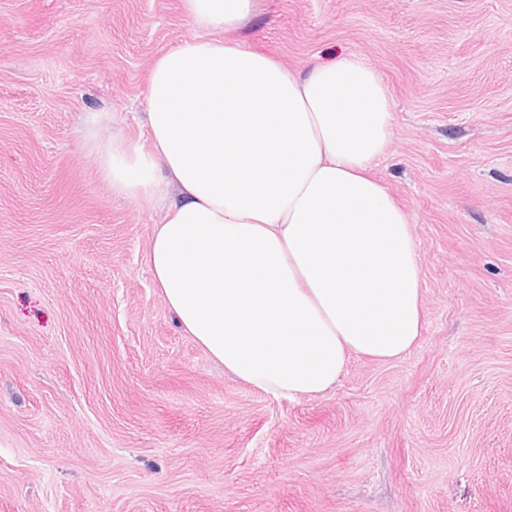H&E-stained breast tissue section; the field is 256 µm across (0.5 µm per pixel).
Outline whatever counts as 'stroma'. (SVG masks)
I'll list each match as a JSON object with an SVG mask.
<instances>
[{
	"mask_svg": "<svg viewBox=\"0 0 512 512\" xmlns=\"http://www.w3.org/2000/svg\"><path fill=\"white\" fill-rule=\"evenodd\" d=\"M182 0H0V512H512V0H256L230 39L354 55L393 104L424 330L296 401L225 373L144 263L81 119L138 140Z\"/></svg>",
	"mask_w": 512,
	"mask_h": 512,
	"instance_id": "obj_1",
	"label": "stroma"
}]
</instances>
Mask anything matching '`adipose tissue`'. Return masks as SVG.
<instances>
[{"label": "adipose tissue", "instance_id": "obj_1", "mask_svg": "<svg viewBox=\"0 0 512 512\" xmlns=\"http://www.w3.org/2000/svg\"><path fill=\"white\" fill-rule=\"evenodd\" d=\"M254 0H182L197 34L155 59L145 145L84 146L113 194L164 213L146 264L179 326L279 397L332 390L351 355L399 358L424 329L418 248L371 173L392 133L356 56L302 71L226 39Z\"/></svg>", "mask_w": 512, "mask_h": 512}]
</instances>
